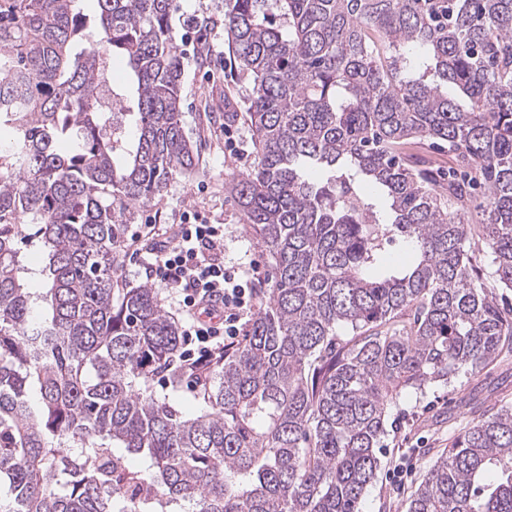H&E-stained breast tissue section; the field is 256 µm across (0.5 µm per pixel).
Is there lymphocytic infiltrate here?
<instances>
[{
    "label": "lymphocytic infiltrate",
    "mask_w": 512,
    "mask_h": 512,
    "mask_svg": "<svg viewBox=\"0 0 512 512\" xmlns=\"http://www.w3.org/2000/svg\"><path fill=\"white\" fill-rule=\"evenodd\" d=\"M171 240L138 262L175 298L185 317L180 354L191 383L209 371L226 350L240 344L243 321L257 307L265 276L258 264L241 269L224 263V227L199 210L182 211Z\"/></svg>",
    "instance_id": "obj_1"
}]
</instances>
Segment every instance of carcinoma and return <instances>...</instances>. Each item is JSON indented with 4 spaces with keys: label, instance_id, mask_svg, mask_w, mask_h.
<instances>
[{
    "label": "carcinoma",
    "instance_id": "cac0c4a2",
    "mask_svg": "<svg viewBox=\"0 0 512 512\" xmlns=\"http://www.w3.org/2000/svg\"><path fill=\"white\" fill-rule=\"evenodd\" d=\"M82 2L0 0V77L23 82L0 108V512H360L400 394L512 346L475 265L482 242L512 290V0H224L260 158L231 190L272 283L192 418L148 390L185 380L178 320L117 278L135 209L195 166L176 0ZM107 59L125 112L98 102ZM424 137L476 170L482 223L478 183L404 153ZM28 224L44 288L19 259ZM406 512H512V405L470 423Z\"/></svg>",
    "mask_w": 512,
    "mask_h": 512
}]
</instances>
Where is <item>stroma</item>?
<instances>
[{"label":"stroma","instance_id":"1","mask_svg":"<svg viewBox=\"0 0 512 512\" xmlns=\"http://www.w3.org/2000/svg\"><path fill=\"white\" fill-rule=\"evenodd\" d=\"M223 17L224 0H176L171 25L180 39L178 51L184 68L185 130L198 164L190 175L173 180L161 196L136 212L131 224L141 238L126 241L128 254L119 270L126 287L149 281L145 269L129 257L132 250L152 248L153 239L144 235L147 224H157L161 237L171 236L173 213L186 208L204 211L212 222L223 225L226 265L267 263L229 190L259 158L243 116L252 82L229 63ZM228 107L238 114L231 123L224 119ZM494 401L512 404V355L476 374L459 372L448 383L435 384L424 392L402 393L388 411L379 466L362 499L361 512H404V503L438 455L480 417L482 405ZM397 466L408 470L406 481L391 478L390 472Z\"/></svg>","mask_w":512,"mask_h":512}]
</instances>
